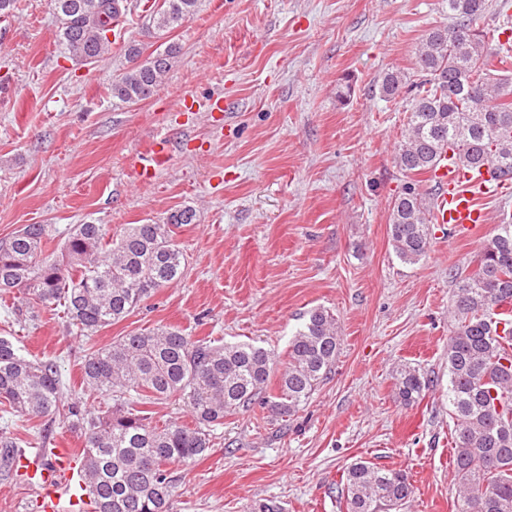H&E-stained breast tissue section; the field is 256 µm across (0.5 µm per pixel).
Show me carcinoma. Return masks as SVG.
Here are the masks:
<instances>
[{
  "label": "carcinoma",
  "mask_w": 512,
  "mask_h": 512,
  "mask_svg": "<svg viewBox=\"0 0 512 512\" xmlns=\"http://www.w3.org/2000/svg\"><path fill=\"white\" fill-rule=\"evenodd\" d=\"M60 40L80 64L112 55L107 32L129 10V0H51ZM199 0H163L152 24L169 33L192 16ZM450 23L434 27L415 52V77L392 69L379 94L406 102L407 121L395 164L407 178L391 201L389 235L406 264L423 259L432 243L434 199L415 177L440 163L446 148L472 169L494 166L512 179V43L487 29L489 0H446ZM179 47L170 43L139 61L143 48L128 42L130 66L112 81L125 103L151 97ZM503 76L497 77L495 73ZM184 207L164 224H128L108 236L104 224H77L60 252L44 253V224H28L0 244V290L54 311L84 336L126 318L146 298L182 276L175 229L192 224ZM455 277L448 340V406L454 421L457 512H512V221L498 225L475 260ZM340 346L336 318L318 306L288 342V366L271 386L270 352L250 343L194 340L175 326L131 332L89 352L81 366L86 389L112 399L91 411L63 401L52 360L34 361L0 337V410L14 416L58 415L83 444L82 474L93 512H173L175 483L169 465H188L210 448L211 428L224 416L259 404L281 417L295 415L328 378ZM395 396L410 405L429 388L420 369L395 370ZM179 396L194 423L152 421L145 404ZM413 493L408 473L356 460L342 472L338 494L346 512H393Z\"/></svg>",
  "instance_id": "1"
}]
</instances>
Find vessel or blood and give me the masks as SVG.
<instances>
[{
  "label": "vessel or blood",
  "mask_w": 512,
  "mask_h": 512,
  "mask_svg": "<svg viewBox=\"0 0 512 512\" xmlns=\"http://www.w3.org/2000/svg\"><path fill=\"white\" fill-rule=\"evenodd\" d=\"M170 153L166 138L151 140L137 157L132 176L138 183L150 182ZM436 186L433 223L447 226L460 234H469L487 222V214L479 205L481 195L498 194L511 186L508 181L492 175L487 169L474 170L444 157L432 175ZM40 469L47 495V512H59L61 497L75 501L81 498L84 482L65 451H54L52 457H40L34 463Z\"/></svg>",
  "instance_id": "b4317fda"
}]
</instances>
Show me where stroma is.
I'll return each mask as SVG.
<instances>
[{"instance_id":"stroma-1","label":"stroma","mask_w":512,"mask_h":512,"mask_svg":"<svg viewBox=\"0 0 512 512\" xmlns=\"http://www.w3.org/2000/svg\"><path fill=\"white\" fill-rule=\"evenodd\" d=\"M161 0H131L108 63L82 66L58 42L50 0H18L0 19V242L28 224L59 249L74 225L119 233L165 222L177 229L183 276L124 320L84 337L63 311L32 313L0 292V336L60 367L66 401L103 410L85 391V355L130 332L178 327L193 339L264 347L283 370L288 341L313 307L336 317V364L288 421L258 406L225 416L206 456L172 465L174 512H344L336 486L356 459L409 472L400 512H456L448 338L454 275L471 270L512 196H484L489 222L462 236L435 227L431 248L403 263L389 237L390 204L405 179L394 163L405 103L379 94L385 72H412L426 32L448 20L444 0H199L170 36L152 26ZM180 47L146 101L112 96L124 44ZM213 96L226 112L187 108ZM166 136L169 161L148 186L131 179L147 141ZM430 380L423 399L394 397L398 364ZM21 455L81 456L59 419L0 418ZM43 493L0 454V512H43Z\"/></svg>"}]
</instances>
